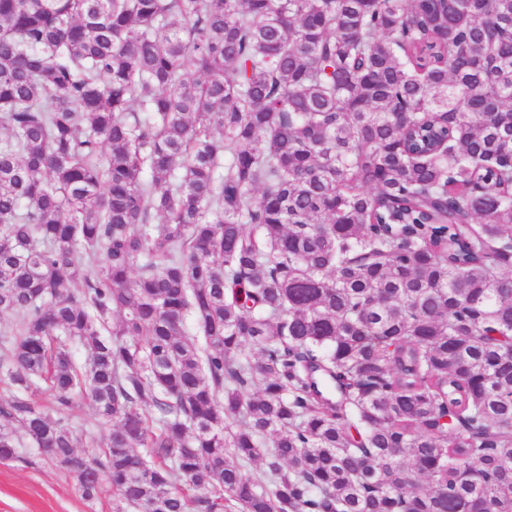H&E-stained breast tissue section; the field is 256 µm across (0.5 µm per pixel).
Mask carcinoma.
<instances>
[{"label": "carcinoma", "mask_w": 512, "mask_h": 512, "mask_svg": "<svg viewBox=\"0 0 512 512\" xmlns=\"http://www.w3.org/2000/svg\"><path fill=\"white\" fill-rule=\"evenodd\" d=\"M511 270L512 0H0V460L512 512Z\"/></svg>", "instance_id": "carcinoma-1"}]
</instances>
